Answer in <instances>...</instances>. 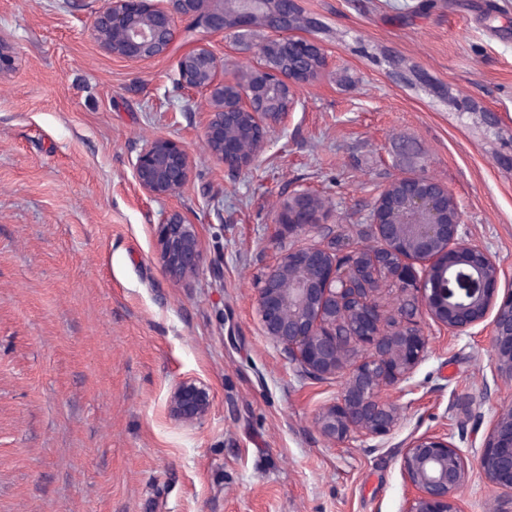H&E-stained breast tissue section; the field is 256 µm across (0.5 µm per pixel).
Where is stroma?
Segmentation results:
<instances>
[{"label":"stroma","mask_w":512,"mask_h":512,"mask_svg":"<svg viewBox=\"0 0 512 512\" xmlns=\"http://www.w3.org/2000/svg\"><path fill=\"white\" fill-rule=\"evenodd\" d=\"M103 0H0L14 67L0 75V512H406L401 452L426 432L483 446L512 381H494L491 328L457 337L432 321L396 430L337 445L315 426L345 378L316 379L264 335L259 280L280 254L336 234L370 244L393 179L446 186L468 241L512 288V0H300V37L328 65L298 88L264 151L229 174L202 146L204 96L177 59L205 39L225 77L257 63L271 29L202 34L179 22L163 58L132 63L87 32ZM194 160L178 196L153 199L132 163L144 138ZM307 191L316 227L281 233ZM197 226L206 261L177 283L155 232L171 211ZM194 377L213 394L200 422L167 413ZM464 512H512V492L471 470Z\"/></svg>","instance_id":"stroma-1"}]
</instances>
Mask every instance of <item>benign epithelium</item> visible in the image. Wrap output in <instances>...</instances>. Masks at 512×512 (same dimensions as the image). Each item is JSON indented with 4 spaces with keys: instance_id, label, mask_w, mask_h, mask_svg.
<instances>
[{
    "instance_id": "7a95c632",
    "label": "benign epithelium",
    "mask_w": 512,
    "mask_h": 512,
    "mask_svg": "<svg viewBox=\"0 0 512 512\" xmlns=\"http://www.w3.org/2000/svg\"><path fill=\"white\" fill-rule=\"evenodd\" d=\"M213 0H104L89 30L107 54L138 63L171 51L177 22L204 33L236 34L264 24L277 32L260 48L261 65L224 78V67L202 41L177 62L178 83L205 96L202 144L227 171L242 170L264 151L271 128L295 105L296 88L315 82L327 64L315 41L289 35L299 0H236L227 13ZM138 188L150 198L182 193L193 173L189 151L170 138L144 142L132 163ZM321 203L309 192L283 205L280 227L297 234L317 224ZM376 245L343 251L334 236L280 256L261 279L257 306L265 336L288 352L308 374L346 373L336 399L316 420L320 434L338 444L383 439L400 420V407L382 397L410 390L429 349L422 319L460 335L491 319L490 355L496 379L512 381V290L498 298L500 267L487 248L465 239L462 213L448 188L424 175L392 180L372 215ZM158 259L174 280L195 274L205 262L196 225L179 211L157 229ZM387 284L400 292L394 317L385 324L376 298ZM368 355L352 360L356 347ZM208 385L179 381L168 410L193 425L210 411ZM484 479L512 491V403L497 408L491 430L476 455ZM401 471L414 495L407 512H463L458 492L469 479L466 452L446 433H425L402 451Z\"/></svg>"
}]
</instances>
